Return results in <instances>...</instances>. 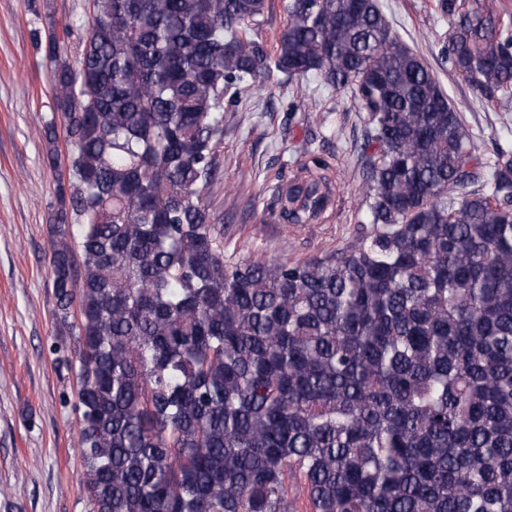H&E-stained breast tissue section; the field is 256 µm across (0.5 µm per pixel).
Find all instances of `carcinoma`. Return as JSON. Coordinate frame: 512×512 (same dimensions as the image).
Masks as SVG:
<instances>
[{
  "label": "carcinoma",
  "mask_w": 512,
  "mask_h": 512,
  "mask_svg": "<svg viewBox=\"0 0 512 512\" xmlns=\"http://www.w3.org/2000/svg\"><path fill=\"white\" fill-rule=\"evenodd\" d=\"M91 0L40 132L57 358L91 512H512V149L489 155L378 0ZM440 53L512 112V18L440 0ZM314 77L365 113L371 231L303 261H224L219 147L256 82ZM330 165L278 192L333 213ZM287 0H272L274 9L270 13H265L264 17H260L254 29H259L267 40L268 47L273 51L278 37L280 36L285 25L284 4Z\"/></svg>",
  "instance_id": "obj_1"
}]
</instances>
